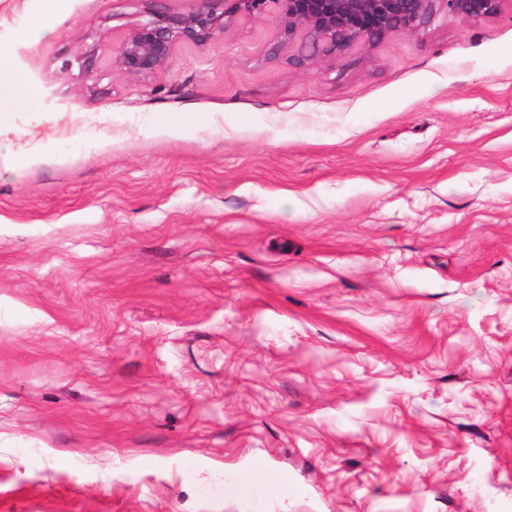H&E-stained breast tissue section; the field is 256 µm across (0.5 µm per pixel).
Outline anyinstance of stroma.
Instances as JSON below:
<instances>
[{
  "mask_svg": "<svg viewBox=\"0 0 512 512\" xmlns=\"http://www.w3.org/2000/svg\"><path fill=\"white\" fill-rule=\"evenodd\" d=\"M39 7L0 0V512H512V9L333 64L246 18L139 79L155 0Z\"/></svg>",
  "mask_w": 512,
  "mask_h": 512,
  "instance_id": "obj_1",
  "label": "stroma"
}]
</instances>
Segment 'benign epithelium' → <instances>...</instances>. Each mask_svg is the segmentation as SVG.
I'll return each mask as SVG.
<instances>
[{
	"mask_svg": "<svg viewBox=\"0 0 512 512\" xmlns=\"http://www.w3.org/2000/svg\"><path fill=\"white\" fill-rule=\"evenodd\" d=\"M184 12L162 9L132 28L112 64L134 78L164 69L180 43L206 44L240 16L270 18L279 43L301 39L298 61H336L361 44H374L394 31L419 32L438 10L470 22L497 15L505 0H195Z\"/></svg>",
	"mask_w": 512,
	"mask_h": 512,
	"instance_id": "benign-epithelium-1",
	"label": "benign epithelium"
}]
</instances>
